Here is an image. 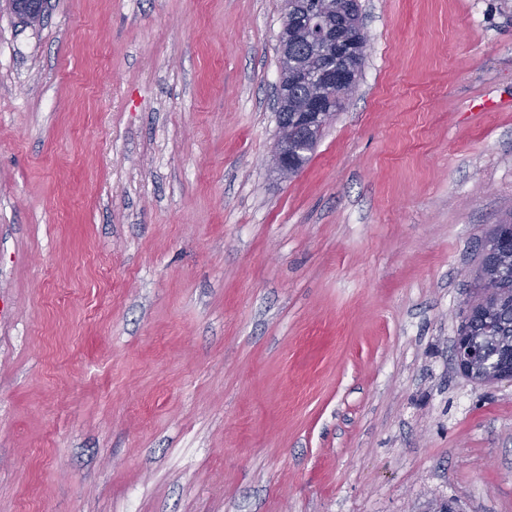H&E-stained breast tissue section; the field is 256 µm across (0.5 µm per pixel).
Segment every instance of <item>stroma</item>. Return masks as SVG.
I'll use <instances>...</instances> for the list:
<instances>
[{"mask_svg": "<svg viewBox=\"0 0 512 512\" xmlns=\"http://www.w3.org/2000/svg\"><path fill=\"white\" fill-rule=\"evenodd\" d=\"M303 169L284 0L0 10V512H512L452 343L512 216V0H360ZM8 9L28 25L39 24L44 11V0H5Z\"/></svg>", "mask_w": 512, "mask_h": 512, "instance_id": "1", "label": "stroma"}]
</instances>
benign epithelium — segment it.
<instances>
[{
    "instance_id": "7a95c632",
    "label": "benign epithelium",
    "mask_w": 512,
    "mask_h": 512,
    "mask_svg": "<svg viewBox=\"0 0 512 512\" xmlns=\"http://www.w3.org/2000/svg\"><path fill=\"white\" fill-rule=\"evenodd\" d=\"M8 9L28 25H36L41 20L45 0H5ZM287 18L280 31L279 52L283 64L289 65L285 77L277 91L284 99L288 98V85L303 83L314 79L319 89L313 91L302 103L293 118L283 117L279 138L273 152L275 169L284 177L292 176L299 167L303 154L307 153L311 142L315 141L313 132L322 127L336 115L332 105L336 98L344 95L350 87L353 77L338 69L331 74L323 72L317 57L309 56L301 61L294 60V44L300 39L317 42L336 54V60L346 59L367 49L359 38L362 32L359 18L334 17L326 4L317 3L316 7H304V13L295 15L294 3L285 4ZM454 360L460 369L470 371L479 369L484 382L500 381L504 377L499 363L464 331L458 332L454 340Z\"/></svg>"
}]
</instances>
